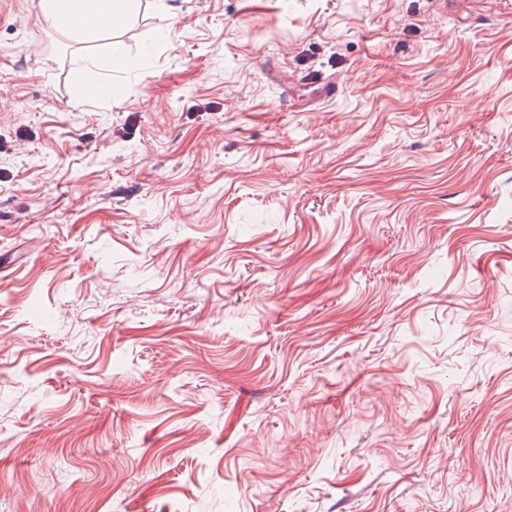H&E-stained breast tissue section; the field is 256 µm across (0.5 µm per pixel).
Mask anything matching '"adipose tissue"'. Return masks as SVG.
I'll return each mask as SVG.
<instances>
[{
  "label": "adipose tissue",
  "mask_w": 512,
  "mask_h": 512,
  "mask_svg": "<svg viewBox=\"0 0 512 512\" xmlns=\"http://www.w3.org/2000/svg\"><path fill=\"white\" fill-rule=\"evenodd\" d=\"M40 8L52 27L89 36L125 24L136 0H40Z\"/></svg>",
  "instance_id": "adipose-tissue-1"
}]
</instances>
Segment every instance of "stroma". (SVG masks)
Wrapping results in <instances>:
<instances>
[{"instance_id": "obj_1", "label": "stroma", "mask_w": 512, "mask_h": 512, "mask_svg": "<svg viewBox=\"0 0 512 512\" xmlns=\"http://www.w3.org/2000/svg\"><path fill=\"white\" fill-rule=\"evenodd\" d=\"M0 512H512V0H0ZM135 2L136 0H40L39 3L43 16L52 27L76 36H89L122 27L134 13Z\"/></svg>"}]
</instances>
